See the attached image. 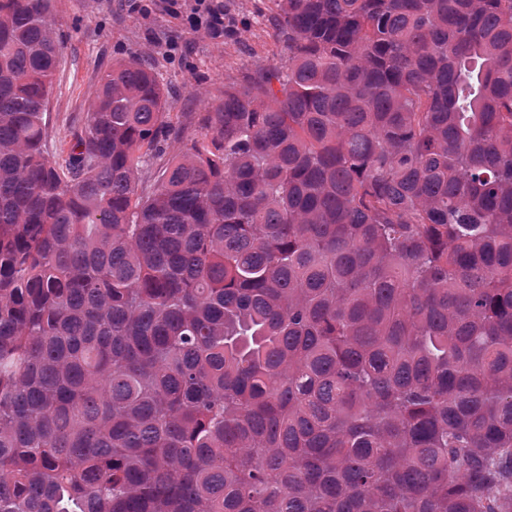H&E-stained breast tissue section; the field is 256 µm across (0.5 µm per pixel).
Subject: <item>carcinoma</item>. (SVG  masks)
<instances>
[{
    "label": "carcinoma",
    "instance_id": "cac0c4a2",
    "mask_svg": "<svg viewBox=\"0 0 512 512\" xmlns=\"http://www.w3.org/2000/svg\"><path fill=\"white\" fill-rule=\"evenodd\" d=\"M0 0V512H512V0H275L197 115L112 64L48 151Z\"/></svg>",
    "mask_w": 512,
    "mask_h": 512
}]
</instances>
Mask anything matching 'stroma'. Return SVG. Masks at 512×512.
Returning a JSON list of instances; mask_svg holds the SVG:
<instances>
[{
  "mask_svg": "<svg viewBox=\"0 0 512 512\" xmlns=\"http://www.w3.org/2000/svg\"><path fill=\"white\" fill-rule=\"evenodd\" d=\"M229 30L214 40L186 30L165 11L150 17L127 14L121 0H55L52 22L61 51L49 105L51 152L66 150L80 131L98 74L112 62L139 58L157 72L169 97L171 137L161 156L141 169V183L153 184L184 142L197 137L196 113L224 98L227 85H242L288 55L275 37L273 0H224ZM189 44L173 60L165 45Z\"/></svg>",
  "mask_w": 512,
  "mask_h": 512,
  "instance_id": "35a3bbf8",
  "label": "stroma"
}]
</instances>
